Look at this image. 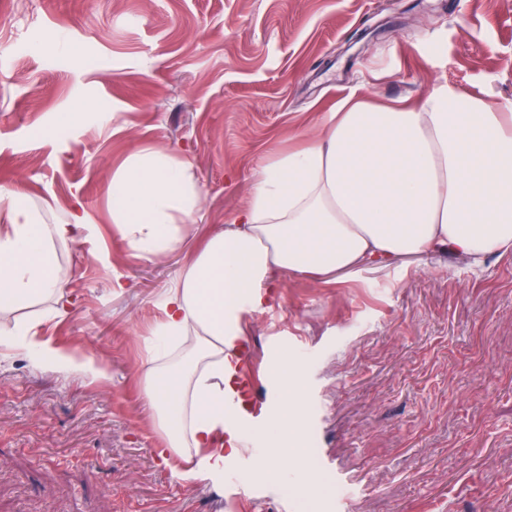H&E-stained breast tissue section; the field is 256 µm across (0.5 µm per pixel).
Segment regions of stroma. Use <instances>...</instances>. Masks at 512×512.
<instances>
[{"label":"stroma","instance_id":"35a3bbf8","mask_svg":"<svg viewBox=\"0 0 512 512\" xmlns=\"http://www.w3.org/2000/svg\"><path fill=\"white\" fill-rule=\"evenodd\" d=\"M417 100L445 85L512 113V0H0V188L45 222L74 211L75 298L20 311L38 340L105 362L106 381L0 348V512H228L231 491L155 453L143 375L161 299L201 238L243 207L258 167L320 132L350 88ZM82 101L63 138L43 127ZM163 150L201 193L186 243L138 257L112 222L113 174ZM125 281L115 291V280ZM268 413L299 377L300 433L274 472L239 460L257 512H512V258L425 253L332 283L284 273L276 309L248 315Z\"/></svg>","mask_w":512,"mask_h":512}]
</instances>
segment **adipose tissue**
I'll return each instance as SVG.
<instances>
[{
	"mask_svg": "<svg viewBox=\"0 0 512 512\" xmlns=\"http://www.w3.org/2000/svg\"><path fill=\"white\" fill-rule=\"evenodd\" d=\"M321 133L267 160L233 223L195 249L164 293L152 333L179 341L177 359L149 358L145 391L166 450L204 449L209 478L239 435L224 429V394L240 391L233 346L244 318L278 297L284 272L331 282L430 251L477 267L512 256V114L442 86L419 100L378 102L356 86L321 118ZM201 196L187 162L158 151L112 178V222L142 257L161 258L191 231ZM0 347L37 366L108 379L106 364L36 340L11 315L71 300L60 247L95 234L85 216L48 224L15 190H0Z\"/></svg>",
	"mask_w": 512,
	"mask_h": 512,
	"instance_id": "obj_1",
	"label": "adipose tissue"
}]
</instances>
